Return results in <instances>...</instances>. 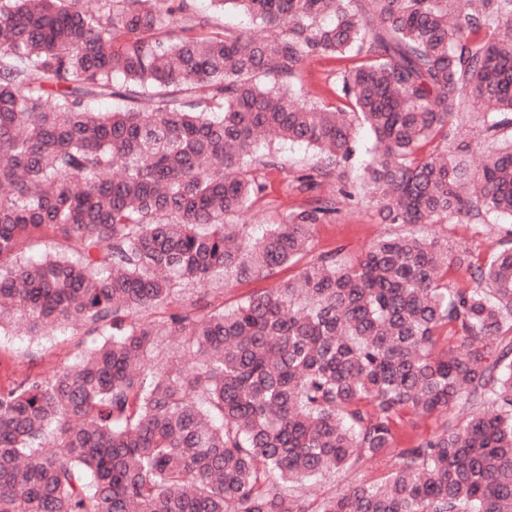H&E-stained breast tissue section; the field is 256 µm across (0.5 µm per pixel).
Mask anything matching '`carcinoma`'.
<instances>
[{
  "label": "carcinoma",
  "instance_id": "1",
  "mask_svg": "<svg viewBox=\"0 0 512 512\" xmlns=\"http://www.w3.org/2000/svg\"><path fill=\"white\" fill-rule=\"evenodd\" d=\"M94 2L0 0V328L90 340L0 384V512H512V230L477 265L412 231L512 217V0H211L267 38L195 0ZM316 57L356 59L333 110L295 92ZM361 126L369 202L411 230L231 308L185 298L300 261L354 198ZM272 135L319 164L256 234ZM160 336L190 360L151 365ZM404 414L436 428L401 446ZM197 7L211 14L214 25L218 29H226L233 33H251L263 37L269 34L268 31H262L259 27L252 23L250 17L235 11H228L224 14H216L210 5L209 0H196ZM356 153L352 160V169L350 172V180L356 184L358 192L363 195L364 189L360 185V175L362 174V167L366 155V147L369 146L370 140L368 137V133L364 128H358L356 132ZM368 475V465L353 470H339L314 480V490L317 494H337Z\"/></svg>",
  "mask_w": 512,
  "mask_h": 512
}]
</instances>
